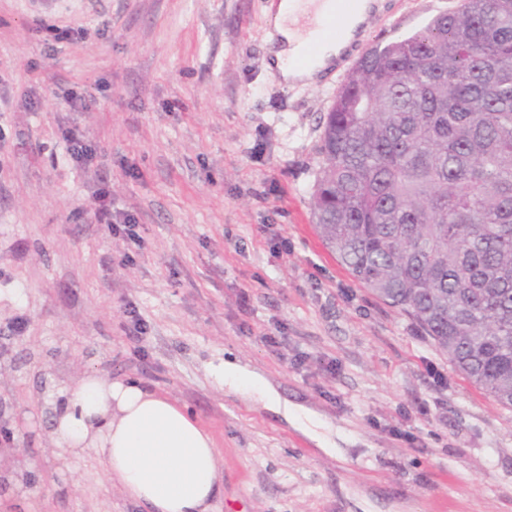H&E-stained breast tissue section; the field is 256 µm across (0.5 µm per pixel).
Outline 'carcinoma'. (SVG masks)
<instances>
[{
  "label": "carcinoma",
  "mask_w": 512,
  "mask_h": 512,
  "mask_svg": "<svg viewBox=\"0 0 512 512\" xmlns=\"http://www.w3.org/2000/svg\"><path fill=\"white\" fill-rule=\"evenodd\" d=\"M320 154L324 244L512 410V0H459L361 56Z\"/></svg>",
  "instance_id": "cac0c4a2"
}]
</instances>
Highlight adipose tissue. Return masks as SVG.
<instances>
[{
    "label": "adipose tissue",
    "mask_w": 512,
    "mask_h": 512,
    "mask_svg": "<svg viewBox=\"0 0 512 512\" xmlns=\"http://www.w3.org/2000/svg\"><path fill=\"white\" fill-rule=\"evenodd\" d=\"M330 0H279L273 13L277 41L268 69L286 84H306L332 65L345 41L330 42L308 65H299ZM224 383L237 393L280 410L279 394L253 372L225 361ZM50 432L61 455L91 450L126 499L150 512H217L222 473L212 437L192 414L135 381L85 374L69 391Z\"/></svg>",
    "instance_id": "ef3b65f1"
}]
</instances>
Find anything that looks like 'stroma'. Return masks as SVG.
Here are the masks:
<instances>
[{
	"instance_id": "obj_1",
	"label": "stroma",
	"mask_w": 512,
	"mask_h": 512,
	"mask_svg": "<svg viewBox=\"0 0 512 512\" xmlns=\"http://www.w3.org/2000/svg\"><path fill=\"white\" fill-rule=\"evenodd\" d=\"M378 2L367 46L458 4ZM269 3L0 0V512H146L94 451L52 444L87 372L196 418L219 512H512V411L317 234L321 123L345 75L270 74ZM102 193L136 239L97 223ZM228 358L335 449L225 386ZM290 412L295 416L298 420L296 425L297 429L300 430L304 435L309 437L311 440L315 441L317 445L321 448H331L336 445L335 442L331 441L328 436L319 432L317 429L324 428L325 424L313 417L311 414L298 413L297 410L290 408ZM303 419L305 421H303Z\"/></svg>"
}]
</instances>
